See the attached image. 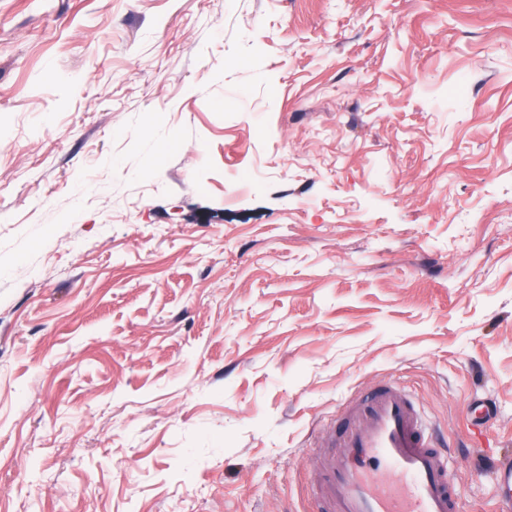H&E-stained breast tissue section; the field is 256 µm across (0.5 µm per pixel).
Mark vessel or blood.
Returning <instances> with one entry per match:
<instances>
[{"label":"vessel or blood","instance_id":"1","mask_svg":"<svg viewBox=\"0 0 512 512\" xmlns=\"http://www.w3.org/2000/svg\"><path fill=\"white\" fill-rule=\"evenodd\" d=\"M317 512H460L444 450L412 398L392 383L346 406L328 432ZM504 512H512V458L494 466Z\"/></svg>","mask_w":512,"mask_h":512}]
</instances>
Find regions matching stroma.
<instances>
[{
	"mask_svg": "<svg viewBox=\"0 0 512 512\" xmlns=\"http://www.w3.org/2000/svg\"><path fill=\"white\" fill-rule=\"evenodd\" d=\"M391 382L501 512L512 0H0V512H310Z\"/></svg>",
	"mask_w": 512,
	"mask_h": 512,
	"instance_id": "35a3bbf8",
	"label": "stroma"
}]
</instances>
